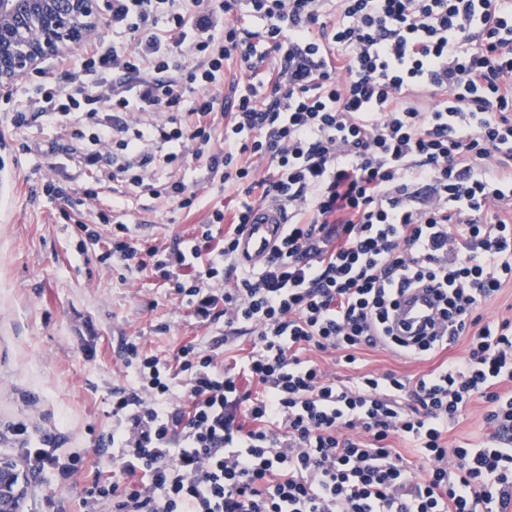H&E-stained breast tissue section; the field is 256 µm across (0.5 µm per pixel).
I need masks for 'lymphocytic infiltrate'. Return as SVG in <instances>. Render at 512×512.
<instances>
[{
	"mask_svg": "<svg viewBox=\"0 0 512 512\" xmlns=\"http://www.w3.org/2000/svg\"><path fill=\"white\" fill-rule=\"evenodd\" d=\"M112 24L130 46L58 59L11 123L59 122L47 158L93 179L79 199L44 187L80 253L151 271L224 334L169 361L125 342L119 476L93 477L85 512H512V319L478 313L512 284V0H112ZM191 159L194 188L173 175ZM118 184L182 210L237 185L233 228L215 237L217 204L187 243L141 248L100 206ZM266 200L288 224L250 271L237 240ZM428 283L444 331L406 343L397 297ZM243 331L249 354L218 361ZM461 340L415 380L345 384L315 358ZM478 399L488 438L449 442Z\"/></svg>",
	"mask_w": 512,
	"mask_h": 512,
	"instance_id": "1",
	"label": "lymphocytic infiltrate"
}]
</instances>
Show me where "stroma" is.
<instances>
[{
    "instance_id": "obj_1",
    "label": "stroma",
    "mask_w": 512,
    "mask_h": 512,
    "mask_svg": "<svg viewBox=\"0 0 512 512\" xmlns=\"http://www.w3.org/2000/svg\"><path fill=\"white\" fill-rule=\"evenodd\" d=\"M40 78L26 74L9 98H0V455L17 457L20 441L57 434L61 462L79 456L84 464L65 482L51 472L31 475L23 512H42L49 498L65 512H82L94 472L109 477L118 470L111 451L97 445L112 431L113 389L135 378L122 342L169 359L190 341L210 345L224 329L198 323L150 273L123 282L96 256L77 253L74 225L60 219L42 191L55 172L41 149L59 140L60 128L40 120L15 129L8 121ZM235 196L230 185L187 212L130 190L121 202L123 220L142 246L165 244L190 237L210 205ZM160 323L167 332L157 331ZM464 350L459 342L428 360L369 351L357 368L327 354L319 360L346 382L360 371L418 377Z\"/></svg>"
}]
</instances>
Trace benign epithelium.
Listing matches in <instances>:
<instances>
[{
  "label": "benign epithelium",
  "instance_id": "7a95c632",
  "mask_svg": "<svg viewBox=\"0 0 512 512\" xmlns=\"http://www.w3.org/2000/svg\"><path fill=\"white\" fill-rule=\"evenodd\" d=\"M109 0H0V97L14 82L74 44H89ZM23 473L15 460L0 457V512H21Z\"/></svg>",
  "mask_w": 512,
  "mask_h": 512
}]
</instances>
